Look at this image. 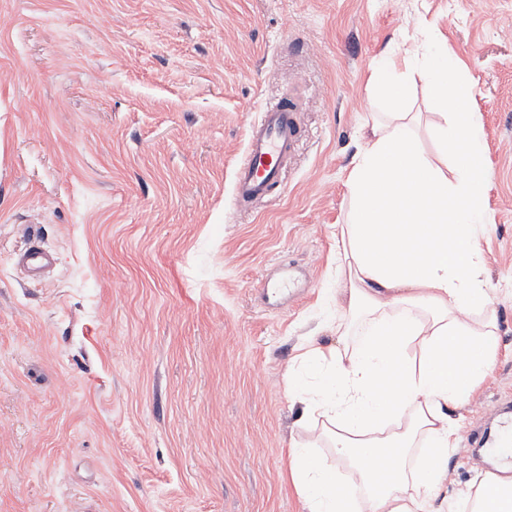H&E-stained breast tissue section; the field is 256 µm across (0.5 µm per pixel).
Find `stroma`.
<instances>
[{
    "mask_svg": "<svg viewBox=\"0 0 512 512\" xmlns=\"http://www.w3.org/2000/svg\"><path fill=\"white\" fill-rule=\"evenodd\" d=\"M447 45L473 77L490 184L479 242L492 370L462 406L512 393V0H0V512H302L308 444L289 399L343 287L336 232L370 62ZM298 133L263 202L233 197L262 109ZM41 241L32 281L13 255Z\"/></svg>",
    "mask_w": 512,
    "mask_h": 512,
    "instance_id": "obj_1",
    "label": "stroma"
}]
</instances>
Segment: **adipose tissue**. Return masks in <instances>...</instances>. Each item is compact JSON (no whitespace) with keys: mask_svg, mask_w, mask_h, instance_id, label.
Segmentation results:
<instances>
[{"mask_svg":"<svg viewBox=\"0 0 512 512\" xmlns=\"http://www.w3.org/2000/svg\"><path fill=\"white\" fill-rule=\"evenodd\" d=\"M418 72L435 109L434 151L409 111L408 79ZM383 112L367 122L347 180L339 227L346 277L336 313H364L353 348L311 344L288 395L322 416L338 458L358 472L353 498L334 468L292 446L289 456L303 512H512V473L481 479L457 502L443 495L455 452L449 407L467 402L491 372L496 338L469 315L484 309L478 243L485 231L490 176L472 78L439 43L422 55L385 50L371 64ZM429 447L416 466L407 452L418 435Z\"/></svg>","mask_w":512,"mask_h":512,"instance_id":"adipose-tissue-1","label":"adipose tissue"}]
</instances>
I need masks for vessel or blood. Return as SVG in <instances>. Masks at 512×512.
Listing matches in <instances>:
<instances>
[{
	"mask_svg": "<svg viewBox=\"0 0 512 512\" xmlns=\"http://www.w3.org/2000/svg\"><path fill=\"white\" fill-rule=\"evenodd\" d=\"M297 134L294 115L287 103L267 108L250 130L245 155L236 169L234 197L237 202L251 203L268 197L280 181L284 163ZM17 267L31 279H41L54 265L51 252L33 243L15 255ZM479 445L499 464L512 466V417L502 416L493 432L472 441L463 437V447Z\"/></svg>",
	"mask_w": 512,
	"mask_h": 512,
	"instance_id": "obj_1",
	"label": "vessel or blood"
}]
</instances>
